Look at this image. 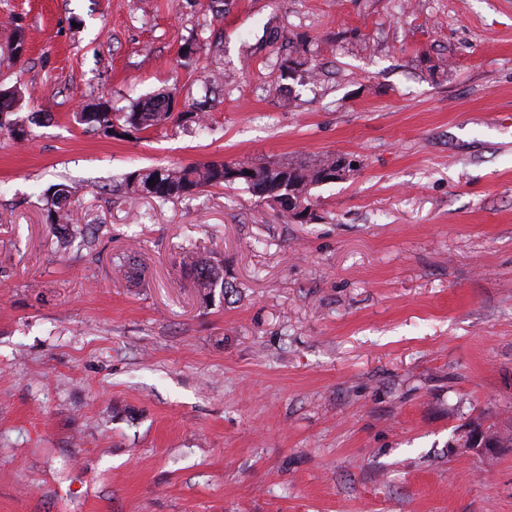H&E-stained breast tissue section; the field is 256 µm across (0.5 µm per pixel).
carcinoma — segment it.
<instances>
[{
    "label": "carcinoma",
    "instance_id": "obj_1",
    "mask_svg": "<svg viewBox=\"0 0 512 512\" xmlns=\"http://www.w3.org/2000/svg\"><path fill=\"white\" fill-rule=\"evenodd\" d=\"M21 92L0 86V128L25 131V118L19 115ZM173 120L172 97L159 94L144 103L134 104L128 112H114L108 102L93 104V110L81 113L78 121L110 133L115 128H131L139 132L163 126ZM336 175V157L321 156L308 164H271L249 166L239 162L191 164L175 167L143 168L130 172L124 179L123 189L128 194L141 195L162 201L189 197L208 187L242 183L256 196L279 208L287 221L304 223L300 213L288 206V198L303 199L310 203V190L322 183L325 176ZM70 192L61 185L50 201V227L64 242L81 238L88 245L96 242L95 228L91 224L75 226L68 223L67 201ZM183 267L196 280L203 297L210 301L215 293L224 299L237 292L233 283L224 277V267L216 264L206 252L192 251L183 256Z\"/></svg>",
    "mask_w": 512,
    "mask_h": 512
}]
</instances>
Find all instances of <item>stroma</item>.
Wrapping results in <instances>:
<instances>
[{"label":"stroma","mask_w":512,"mask_h":512,"mask_svg":"<svg viewBox=\"0 0 512 512\" xmlns=\"http://www.w3.org/2000/svg\"><path fill=\"white\" fill-rule=\"evenodd\" d=\"M0 85V512H512V0H0ZM165 90L205 121L75 119ZM324 154L355 170L304 224L240 183L112 192ZM472 426L503 448L457 452ZM21 99L22 94L17 88H3L0 86V119L4 116L6 122H0V128L7 126L12 135H14L15 129H19L25 136V118L20 116L18 112ZM70 192L66 186L61 185L53 194L48 209L50 227L52 232L60 241L67 242L70 239L80 237L87 245H94L96 242V232L92 224L75 226L66 224L68 221V210L66 208ZM182 265L193 275L206 301H211L217 290L225 300L237 292L233 283L224 277V267L216 264L206 252H187L183 256Z\"/></svg>","instance_id":"35a3bbf8"}]
</instances>
